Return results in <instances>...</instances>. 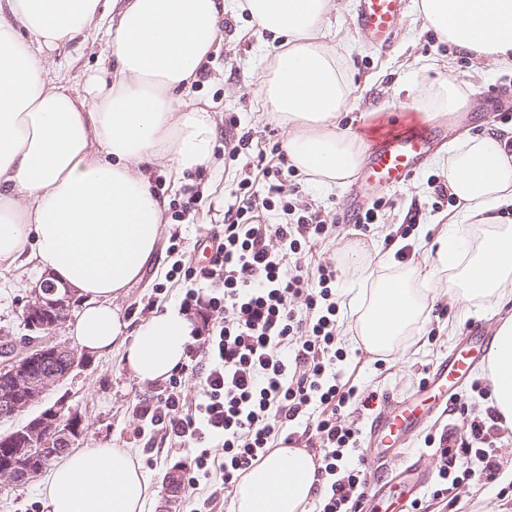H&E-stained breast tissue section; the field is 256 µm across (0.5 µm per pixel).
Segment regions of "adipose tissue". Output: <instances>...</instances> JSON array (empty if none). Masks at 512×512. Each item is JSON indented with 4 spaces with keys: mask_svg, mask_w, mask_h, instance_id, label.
Instances as JSON below:
<instances>
[{
    "mask_svg": "<svg viewBox=\"0 0 512 512\" xmlns=\"http://www.w3.org/2000/svg\"><path fill=\"white\" fill-rule=\"evenodd\" d=\"M100 0H0V266L34 261L70 288L82 311L70 334L83 351L119 348L128 373L152 383L183 361L193 331L167 309L128 330L116 305L140 279L164 229L167 198L150 167L175 175L216 169V120L180 94L221 42L226 11L247 12L282 40L260 90L271 120L288 131L290 162L311 182H344L363 156L339 125L353 95L343 54L318 30L332 0H112L110 56L84 95L50 77V57L99 21ZM426 25L474 64L512 68V0H420ZM454 77L429 86L417 107L454 115L465 104ZM504 138L483 132L454 142L448 189L461 204L453 232L438 237L448 289L464 300H512V157ZM436 302L398 280L356 301L359 341L392 350ZM489 380L501 418L512 424V316L496 330ZM323 480L313 456L277 448L245 473L233 512H306ZM45 512H146L148 480L125 448H86L64 457L40 489Z\"/></svg>",
    "mask_w": 512,
    "mask_h": 512,
    "instance_id": "1",
    "label": "adipose tissue"
}]
</instances>
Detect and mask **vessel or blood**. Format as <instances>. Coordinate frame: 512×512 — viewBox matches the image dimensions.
Wrapping results in <instances>:
<instances>
[{"label":"vessel or blood","instance_id":"b4317fda","mask_svg":"<svg viewBox=\"0 0 512 512\" xmlns=\"http://www.w3.org/2000/svg\"><path fill=\"white\" fill-rule=\"evenodd\" d=\"M406 6L407 0H356L355 24L375 45L388 47L396 39ZM368 134L374 146L350 186L349 203L341 216L347 224L355 223L378 190L407 183L443 138L440 127L421 122L410 112L400 113L397 123L370 127ZM492 342L493 336L484 324L467 326L415 397L403 402L387 399L383 411L373 418L369 428L370 459L379 475L364 499L370 512L387 489H397L409 497L424 487L428 474L407 457V437L426 413L451 408L453 391L469 379L474 365L484 363Z\"/></svg>","mask_w":512,"mask_h":512}]
</instances>
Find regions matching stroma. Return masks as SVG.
<instances>
[{"label":"stroma","instance_id":"1","mask_svg":"<svg viewBox=\"0 0 512 512\" xmlns=\"http://www.w3.org/2000/svg\"><path fill=\"white\" fill-rule=\"evenodd\" d=\"M334 3L318 35L323 42L340 46L346 54L355 90L341 114L340 125L356 137L361 151L370 148L363 126L389 120L391 114L409 107L414 97L425 93L429 84L450 72L460 85L474 84L475 92L469 106L456 120L448 122L449 138L465 132L512 130V114H497L501 104L512 107V70L489 65L480 79H472L468 55L449 46L434 31L423 29L419 0H409L398 35L385 50L361 41L352 24L353 0ZM222 32L220 51L206 63L207 77L181 99L207 105L215 112L214 153L223 161L224 171L217 175L197 171L177 184L164 168H154L152 187L167 195L169 204L166 226L141 279L117 301L123 320L133 326L149 318L154 310L179 307L184 285L166 280V273L177 264L206 265L200 244L212 226L222 223L225 209L234 202L232 189L248 174L250 165L256 164L259 154L270 152L274 144L287 139L286 130L267 118L260 94L265 59L278 50V42L260 34L247 16L239 14L225 15ZM106 52V28L101 25L89 32L86 41H74L55 50L50 76L66 83L73 92H83L87 76L101 67ZM246 134L251 137L248 149L226 153V146L236 145ZM447 160L448 148L440 146L405 185L379 191L384 205L369 229L340 224L335 233L312 248L313 262L332 263L338 269L336 329L347 353L343 368L353 373L360 392L376 394L380 399L413 392L469 324L483 323L494 329L512 316V301L492 307L452 300L443 292L433 311L400 337L392 353H369L354 340V318L349 309L352 298L369 294L377 279L404 280L413 267L423 273L437 269L436 252L427 247L413 249L406 261H398L396 242L405 217L411 215L417 226H429V238L447 230L459 206L438 204L434 193L435 183L446 178ZM285 185L290 194L321 208L332 219L348 198V184L317 187L300 171L287 174ZM353 249L367 251L364 268H349L347 259ZM43 276V271L29 262L0 267V334L12 340L27 335L24 306ZM164 387V382L143 383L128 374L120 351L100 357L90 355L83 366L47 394L43 405L30 408L29 414L37 415L42 407L66 400L80 410L83 418L76 448L133 449L155 491L148 512H189L190 498L207 497L210 485L200 484L189 497L171 495L164 478L168 472L182 470L187 452L149 446L147 438L136 434L143 424L141 401L160 394ZM496 453L501 463L496 484L484 489L473 484L460 486L456 491L460 512H512V493H499L500 488L512 483V433L497 441Z\"/></svg>","mask_w":512,"mask_h":512}]
</instances>
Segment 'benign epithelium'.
Returning a JSON list of instances; mask_svg holds the SVG:
<instances>
[{
    "mask_svg": "<svg viewBox=\"0 0 512 512\" xmlns=\"http://www.w3.org/2000/svg\"><path fill=\"white\" fill-rule=\"evenodd\" d=\"M68 293V289L58 291L48 279L41 281L28 300L24 318L43 329L44 334L25 336L0 346V374L3 375L0 379V408L11 416L41 402L52 388L84 362V357L76 350L65 344H53L45 336L59 325L63 313L68 310ZM80 425L81 415L66 410V404L58 401L4 439L12 441L23 435L34 444L30 453L53 456L60 440L72 438Z\"/></svg>",
    "mask_w": 512,
    "mask_h": 512,
    "instance_id": "obj_1",
    "label": "benign epithelium"
}]
</instances>
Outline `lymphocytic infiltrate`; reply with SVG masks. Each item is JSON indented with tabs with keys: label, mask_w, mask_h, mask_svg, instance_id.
I'll return each instance as SVG.
<instances>
[{
	"label": "lymphocytic infiltrate",
	"mask_w": 512,
	"mask_h": 512,
	"mask_svg": "<svg viewBox=\"0 0 512 512\" xmlns=\"http://www.w3.org/2000/svg\"><path fill=\"white\" fill-rule=\"evenodd\" d=\"M286 164L280 148L272 147L269 161L237 183L208 265L169 270V278L185 283L181 309L202 317L206 357L197 360L195 349H188L187 363L159 399L141 405L140 415L148 434L190 452L189 489L210 481L211 451L223 449L218 492L227 497L276 443L317 439L318 473L325 480L316 492L317 512H360L368 483L363 459L350 455L358 431L346 411L369 400L336 369L344 359L336 336V267L307 264L313 242L331 236L335 226L321 209L289 199L279 181ZM259 179L268 186L260 201L253 193ZM275 207L296 213V222H262L260 209ZM299 301L306 315L296 310ZM194 378L200 394L190 403L182 385ZM481 396L484 416H466L463 403H455L460 427L441 428L428 439L439 480L433 496L450 507L461 484H490L499 475L494 444L504 426L490 392Z\"/></svg>",
	"instance_id": "lymphocytic-infiltrate-1"
}]
</instances>
